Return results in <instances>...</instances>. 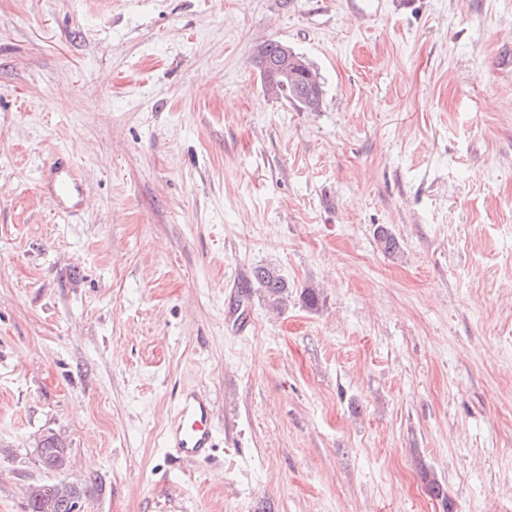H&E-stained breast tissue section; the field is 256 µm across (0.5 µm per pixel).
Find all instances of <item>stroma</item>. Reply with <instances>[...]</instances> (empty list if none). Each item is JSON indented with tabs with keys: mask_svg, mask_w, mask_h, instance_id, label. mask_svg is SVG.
I'll return each instance as SVG.
<instances>
[{
	"mask_svg": "<svg viewBox=\"0 0 512 512\" xmlns=\"http://www.w3.org/2000/svg\"><path fill=\"white\" fill-rule=\"evenodd\" d=\"M271 38L318 111L264 92ZM184 389L206 463L164 443ZM60 478L85 512H512V0H0V512ZM283 45H288V43L279 39H268L257 47V49H261L262 54L271 59L277 58L282 50V54L274 63L266 58L260 61L259 68L262 71L265 89L269 93H275L278 87L285 85L287 80L291 79L292 61L298 64L293 50L288 47L282 49ZM297 54L299 55V53ZM299 57L304 64H299L294 68L293 79L281 88L280 97L277 96V99H284L300 110L312 112L313 110L301 101L299 95L308 89H313L314 97L322 103L325 82L312 64L302 56L299 55ZM45 194L55 210L71 215L81 204L83 189L76 172L55 159L43 174ZM254 278L265 293L266 302L273 308L282 309L288 301V283L271 267H259Z\"/></svg>",
	"mask_w": 512,
	"mask_h": 512,
	"instance_id": "obj_1",
	"label": "stroma"
}]
</instances>
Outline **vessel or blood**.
<instances>
[{
    "instance_id": "obj_1",
    "label": "vessel or blood",
    "mask_w": 512,
    "mask_h": 512,
    "mask_svg": "<svg viewBox=\"0 0 512 512\" xmlns=\"http://www.w3.org/2000/svg\"><path fill=\"white\" fill-rule=\"evenodd\" d=\"M43 181L45 194L55 210L69 215L80 206L83 189L69 165L52 162ZM168 442L190 462L205 459L215 448L213 405L208 395L191 391L182 396L176 406Z\"/></svg>"
}]
</instances>
